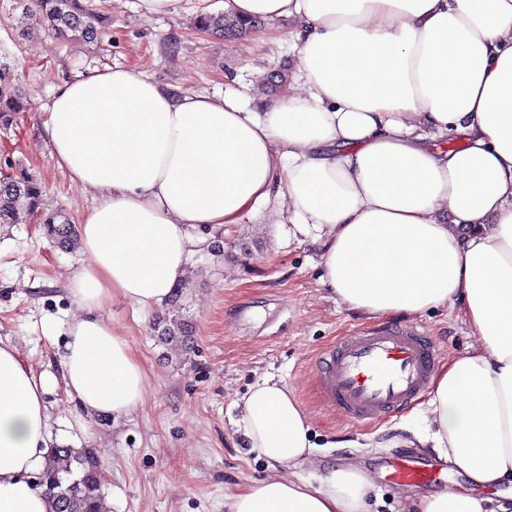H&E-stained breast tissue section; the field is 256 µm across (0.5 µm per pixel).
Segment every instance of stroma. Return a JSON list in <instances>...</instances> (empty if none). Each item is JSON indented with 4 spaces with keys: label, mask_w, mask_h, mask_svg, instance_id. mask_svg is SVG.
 Returning a JSON list of instances; mask_svg holds the SVG:
<instances>
[{
    "label": "stroma",
    "mask_w": 512,
    "mask_h": 512,
    "mask_svg": "<svg viewBox=\"0 0 512 512\" xmlns=\"http://www.w3.org/2000/svg\"><path fill=\"white\" fill-rule=\"evenodd\" d=\"M109 21L104 43L56 40L42 34L22 39L24 24L13 0H0V66L13 68L31 99L9 133H0V156L15 170L45 185V213L79 222L91 194L54 165L43 137L47 108L56 89L79 74L135 67L179 92L272 95L261 81L278 70L292 73V20L264 22L240 39L199 31L197 14L223 11L224 0H181L177 12L148 14L140 0H87ZM201 243L191 255L176 307L146 311L116 300L102 315L123 336L146 375L141 405L119 421L93 423L80 445L96 449L104 468L102 491L109 512H225L224 499L267 477L266 459L251 452L235 421L237 400L258 377L284 381L310 415L315 465L302 477L318 484L326 470L351 463L373 484L371 512H403L406 497L384 481L397 452L393 437L412 410L375 426L346 420L326 406L316 388L315 358L372 317L336 303L321 285V248L309 238L270 224L266 211L213 230H195ZM82 261L78 248L62 250L48 240L39 218L0 225V338L18 347L36 371L56 372L62 337L48 338L45 319L68 322L74 306L67 276ZM175 313L193 330L184 350L162 344L158 316ZM428 329L445 355L474 341L459 308L439 307L413 316L394 314Z\"/></svg>",
    "instance_id": "obj_1"
}]
</instances>
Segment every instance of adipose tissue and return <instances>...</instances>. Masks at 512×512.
<instances>
[{
    "label": "adipose tissue",
    "instance_id": "obj_1",
    "mask_svg": "<svg viewBox=\"0 0 512 512\" xmlns=\"http://www.w3.org/2000/svg\"><path fill=\"white\" fill-rule=\"evenodd\" d=\"M244 19L293 18L295 72L251 107L181 93L132 68L58 87L44 124L56 167L92 194L67 279L76 311L60 377L0 341V512H50L31 478L53 435L46 394L63 385L88 432L144 400L145 373L101 312L171 299L198 244L191 228L274 222L321 246L322 284L367 315L460 306L476 338L442 368L404 424L484 487L512 486V0H226ZM452 135L457 145H440ZM249 448L273 469L226 512H367L370 479L299 477L315 448L293 392L265 376L238 402ZM409 512H484L446 492Z\"/></svg>",
    "mask_w": 512,
    "mask_h": 512
}]
</instances>
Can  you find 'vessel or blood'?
<instances>
[{
	"mask_svg": "<svg viewBox=\"0 0 512 512\" xmlns=\"http://www.w3.org/2000/svg\"><path fill=\"white\" fill-rule=\"evenodd\" d=\"M443 349L417 324H377L342 337L316 359L323 400L345 418L373 424L426 394ZM398 488L438 484L442 472L405 452L387 464Z\"/></svg>",
	"mask_w": 512,
	"mask_h": 512,
	"instance_id": "b4317fda",
	"label": "vessel or blood"
}]
</instances>
